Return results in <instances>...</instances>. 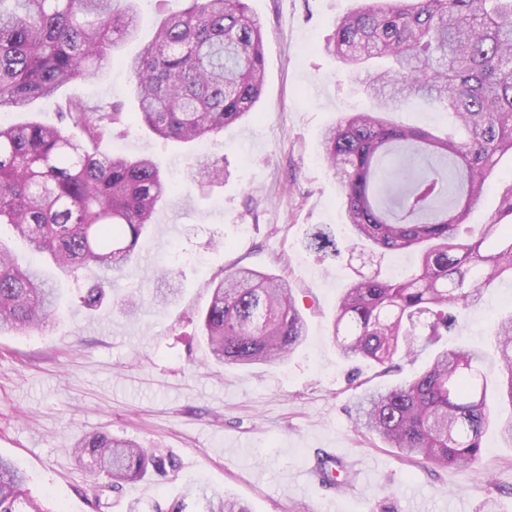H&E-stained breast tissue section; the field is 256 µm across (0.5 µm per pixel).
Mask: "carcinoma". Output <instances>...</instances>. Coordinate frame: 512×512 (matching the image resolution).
I'll use <instances>...</instances> for the list:
<instances>
[{"instance_id":"obj_1","label":"carcinoma","mask_w":512,"mask_h":512,"mask_svg":"<svg viewBox=\"0 0 512 512\" xmlns=\"http://www.w3.org/2000/svg\"><path fill=\"white\" fill-rule=\"evenodd\" d=\"M133 0H0V112H21L59 89L99 75L136 38ZM153 39L125 61L137 111L132 119L165 140L194 143L243 120L259 101L265 62L261 22L248 0H184ZM336 21L321 51L349 74H365L372 106L325 129L322 153L343 194L355 243L378 252L419 251L401 280L360 276L343 288L333 337L340 355L387 369L435 342L461 311L512 275V182L474 231L468 224L498 161L512 154V0H358ZM442 104L455 120L448 135L388 118L417 101ZM75 132L26 121L0 125V224L65 274L93 267L81 296H104L112 271L135 251L158 206L178 194L150 156H101L121 109L81 98L59 105ZM192 174L213 183L224 165L194 157ZM308 249H332L319 230ZM60 309L56 284L0 246V332L27 333ZM202 332L221 364L286 357L304 328L288 281L241 267L218 282L201 314ZM498 382L512 407V314L492 330ZM484 353L441 350L412 379L369 390L355 404V429L375 434L408 459L462 471L481 465L491 421ZM79 466L114 489L177 470L170 456L124 438H81ZM27 473L0 457V512H53L30 498ZM248 512L236 500L195 486L153 512Z\"/></svg>"}]
</instances>
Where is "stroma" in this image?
<instances>
[{"mask_svg":"<svg viewBox=\"0 0 512 512\" xmlns=\"http://www.w3.org/2000/svg\"><path fill=\"white\" fill-rule=\"evenodd\" d=\"M262 24L265 81L252 114L211 138L224 163L223 183L158 207L135 257L112 276L100 307L82 306L92 273L71 277L34 259L9 229L0 244L18 263L38 262L57 283L62 310L47 331L0 335V455L31 476L28 489L59 512H140L201 483L234 495L251 512H512V447L495 430L483 438L480 470L461 473L402 458L379 437L354 428L353 403L365 390L402 382L423 370L434 348L389 373L341 357L331 335L336 303L351 280L375 271L404 275L411 250L350 258L342 193L319 140L324 128L367 108L362 77L345 75L320 45L356 0H249ZM181 0H139V38L115 53L97 78L64 87L61 97L120 104L134 111L124 60L149 42L165 9ZM404 124L444 135L447 110L420 101L396 113ZM197 145L167 141L132 123L99 143L103 155L152 156L181 186L191 183ZM332 235L337 255L308 250L315 228ZM247 266L286 278L305 337L284 361L246 367L217 364L199 314L211 288ZM172 271L178 290L154 303L146 276ZM512 313V281L489 289L459 317L441 345L486 346L493 322ZM106 432L175 458L166 481L151 477L115 490L78 466L74 442ZM336 451L348 471H363V491L330 498L304 472L315 453Z\"/></svg>","mask_w":512,"mask_h":512,"instance_id":"stroma-1","label":"stroma"}]
</instances>
